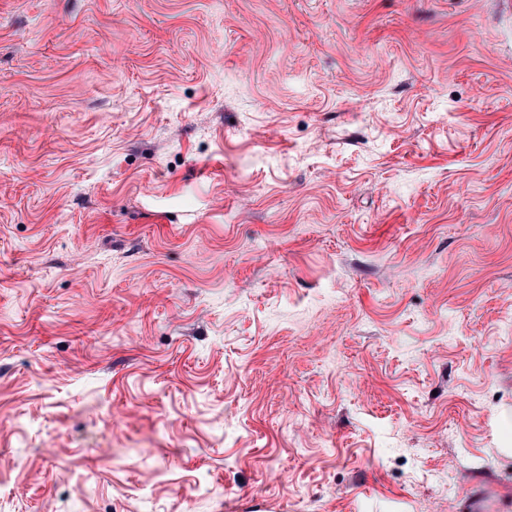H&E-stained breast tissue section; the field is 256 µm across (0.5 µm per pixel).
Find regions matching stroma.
Instances as JSON below:
<instances>
[{"instance_id": "stroma-1", "label": "stroma", "mask_w": 512, "mask_h": 512, "mask_svg": "<svg viewBox=\"0 0 512 512\" xmlns=\"http://www.w3.org/2000/svg\"><path fill=\"white\" fill-rule=\"evenodd\" d=\"M253 501L512 512V14L0 0V512Z\"/></svg>"}]
</instances>
